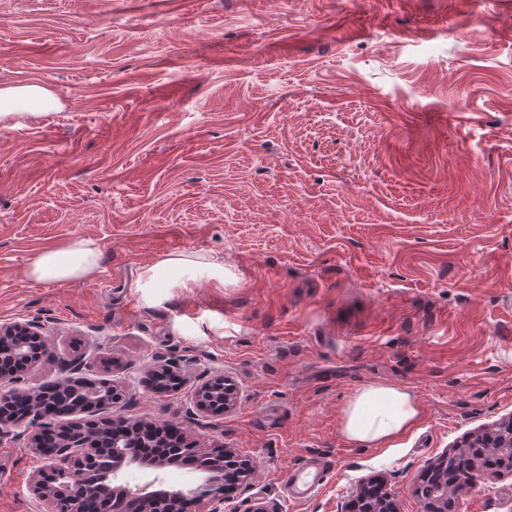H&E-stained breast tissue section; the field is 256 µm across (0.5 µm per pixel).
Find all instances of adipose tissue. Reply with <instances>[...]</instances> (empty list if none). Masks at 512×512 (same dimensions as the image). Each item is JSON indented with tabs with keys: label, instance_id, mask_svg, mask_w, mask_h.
Returning <instances> with one entry per match:
<instances>
[{
	"label": "adipose tissue",
	"instance_id": "1",
	"mask_svg": "<svg viewBox=\"0 0 512 512\" xmlns=\"http://www.w3.org/2000/svg\"><path fill=\"white\" fill-rule=\"evenodd\" d=\"M53 97L36 84L0 89V113L7 115L54 106ZM101 248L91 239H81L36 255L28 274L39 282L64 284L93 277L100 268ZM215 288L238 284L233 268L203 254L169 253L144 266L134 288L143 307L163 306L174 291L189 292L200 283ZM421 418V406L408 389L382 383L359 386L347 401L341 432L355 444L389 448Z\"/></svg>",
	"mask_w": 512,
	"mask_h": 512
}]
</instances>
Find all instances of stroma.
<instances>
[{
	"mask_svg": "<svg viewBox=\"0 0 512 512\" xmlns=\"http://www.w3.org/2000/svg\"><path fill=\"white\" fill-rule=\"evenodd\" d=\"M31 83L56 105L0 116V322L122 382L113 413L248 459L238 512H341L372 476L423 512L442 453L512 415V0H0V88ZM79 238L94 277L29 278ZM172 252L241 284L142 307L138 270ZM219 373L238 403L196 424ZM372 381L422 407L392 448L340 431ZM26 442H0V512H35ZM310 457L323 482L292 501ZM456 509L512 512V478ZM283 482L287 490H292L299 486V484L306 487L303 492H296V494H302L308 491L315 483H318L319 478L316 469L311 467L309 464H304L290 471L289 474L287 471L283 476Z\"/></svg>",
	"mask_w": 512,
	"mask_h": 512,
	"instance_id": "35a3bbf8",
	"label": "stroma"
}]
</instances>
